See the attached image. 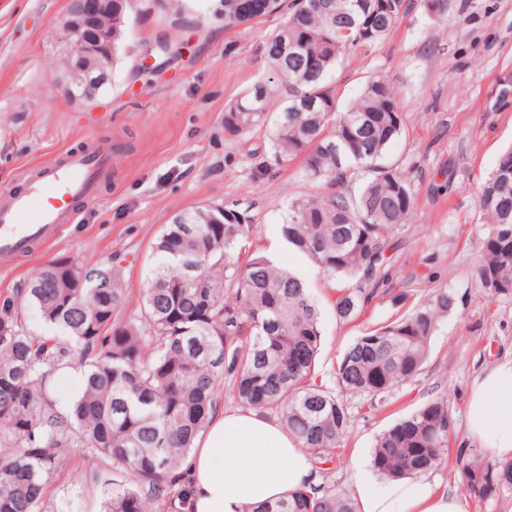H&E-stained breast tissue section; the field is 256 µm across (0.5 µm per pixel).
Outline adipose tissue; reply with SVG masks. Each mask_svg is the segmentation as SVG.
I'll return each mask as SVG.
<instances>
[{
    "label": "adipose tissue",
    "instance_id": "1",
    "mask_svg": "<svg viewBox=\"0 0 512 512\" xmlns=\"http://www.w3.org/2000/svg\"><path fill=\"white\" fill-rule=\"evenodd\" d=\"M467 430L480 447L512 458V357L474 383ZM192 482L189 512H247L298 490L311 480L312 464L275 419L254 410H220L182 464ZM356 512H465L457 495L410 479L376 481L354 469Z\"/></svg>",
    "mask_w": 512,
    "mask_h": 512
}]
</instances>
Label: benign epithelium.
<instances>
[{
    "label": "benign epithelium",
    "mask_w": 512,
    "mask_h": 512,
    "mask_svg": "<svg viewBox=\"0 0 512 512\" xmlns=\"http://www.w3.org/2000/svg\"><path fill=\"white\" fill-rule=\"evenodd\" d=\"M90 16H82L65 21L64 28L72 49L67 55L65 70L69 77L68 91L82 93L89 99L106 83L101 73L87 64L90 57L97 54L112 56V0H90ZM90 23L98 32V39L88 43L80 37L85 23Z\"/></svg>",
    "instance_id": "1"
}]
</instances>
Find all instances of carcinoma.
<instances>
[{
    "label": "carcinoma",
    "instance_id": "carcinoma-1",
    "mask_svg": "<svg viewBox=\"0 0 512 512\" xmlns=\"http://www.w3.org/2000/svg\"><path fill=\"white\" fill-rule=\"evenodd\" d=\"M131 0H112V47ZM404 0H218L224 28L281 13L261 47L273 79H260L224 107V132H262L271 160L255 174L300 160L312 191L288 207L283 239L329 278L355 282L333 303L338 322L357 319L377 297L392 315L347 348L331 383L318 380L321 311L305 281L263 254L241 263L237 245L253 231L237 206L176 213L156 237L155 262L136 310L128 313L123 262L95 267L52 260L0 298V512H44L51 482L82 448L112 462L102 512H187L179 467L208 428L219 400L279 420L314 461L315 480L248 512H355L336 483L353 410L373 414L423 373L431 340L458 306L444 287L412 301L383 288L413 208L409 173L386 159L403 129L392 81L368 78L338 110L327 82L340 56L394 27ZM483 222L474 276L496 299L512 300V175L493 170L479 187ZM53 329L34 333L22 310ZM82 368L66 405L51 392L55 373ZM448 396L429 400L380 433L375 471L389 479L435 470L449 455ZM453 470L480 509L512 495V460L459 447Z\"/></svg>",
    "mask_w": 512,
    "mask_h": 512
}]
</instances>
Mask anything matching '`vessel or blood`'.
I'll list each match as a JSON object with an SVG mask.
<instances>
[{"instance_id":"vessel-or-blood-1","label":"vessel or blood","mask_w":512,"mask_h":512,"mask_svg":"<svg viewBox=\"0 0 512 512\" xmlns=\"http://www.w3.org/2000/svg\"><path fill=\"white\" fill-rule=\"evenodd\" d=\"M112 147L64 151L33 169L23 190L0 189V255L22 256L54 241L62 225L75 223L83 204L95 201L112 167Z\"/></svg>"}]
</instances>
